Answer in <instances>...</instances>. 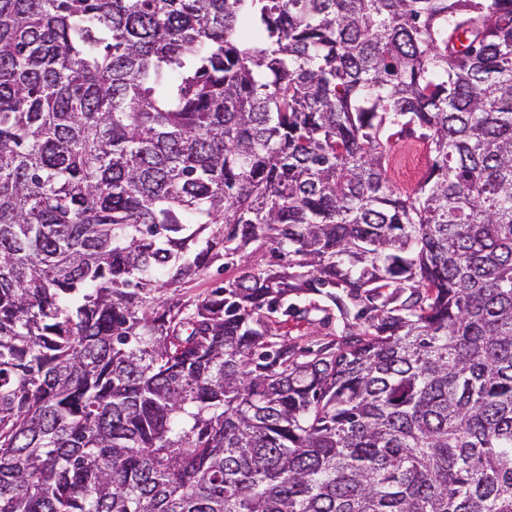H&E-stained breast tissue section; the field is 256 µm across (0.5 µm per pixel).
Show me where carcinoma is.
Here are the masks:
<instances>
[{
    "label": "carcinoma",
    "mask_w": 512,
    "mask_h": 512,
    "mask_svg": "<svg viewBox=\"0 0 512 512\" xmlns=\"http://www.w3.org/2000/svg\"><path fill=\"white\" fill-rule=\"evenodd\" d=\"M0 512H512V0H0ZM410 142H415V140L413 138H408L399 141L390 152V167L388 175L391 183L398 187L413 186L420 178L422 150L420 148L410 146ZM411 148H416L418 150L417 153L406 157L402 164H398L397 160L405 157Z\"/></svg>",
    "instance_id": "carcinoma-1"
}]
</instances>
